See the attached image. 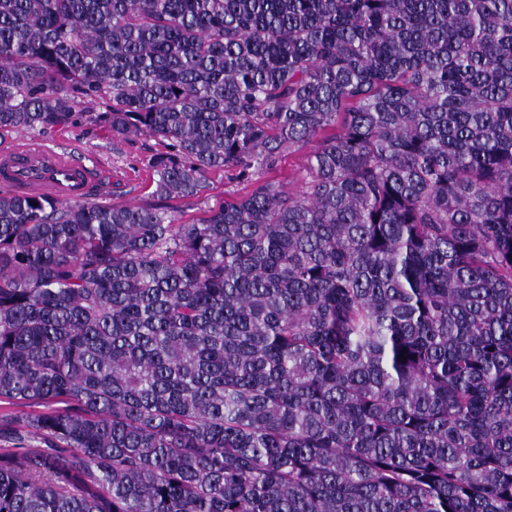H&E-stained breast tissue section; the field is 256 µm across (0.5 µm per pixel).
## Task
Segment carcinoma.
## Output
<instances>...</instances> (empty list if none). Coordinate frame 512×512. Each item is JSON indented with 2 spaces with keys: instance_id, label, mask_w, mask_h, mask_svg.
<instances>
[{
  "instance_id": "obj_1",
  "label": "carcinoma",
  "mask_w": 512,
  "mask_h": 512,
  "mask_svg": "<svg viewBox=\"0 0 512 512\" xmlns=\"http://www.w3.org/2000/svg\"><path fill=\"white\" fill-rule=\"evenodd\" d=\"M81 124L151 202L0 192V512H512V0H0ZM312 145L308 144L287 154L279 163L274 173L279 180H282L285 188L291 193H298L304 183L306 175L307 160L311 154ZM209 189L206 199L192 200L179 203L182 220H191L201 215L208 206L231 201L250 191L249 183L237 178L233 169L216 171L209 174Z\"/></svg>"
}]
</instances>
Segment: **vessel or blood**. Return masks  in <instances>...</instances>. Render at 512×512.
<instances>
[{
    "label": "vessel or blood",
    "mask_w": 512,
    "mask_h": 512,
    "mask_svg": "<svg viewBox=\"0 0 512 512\" xmlns=\"http://www.w3.org/2000/svg\"><path fill=\"white\" fill-rule=\"evenodd\" d=\"M0 186L62 201H84L109 192L112 173L102 165L86 164L71 152H58L23 138L0 151Z\"/></svg>",
    "instance_id": "vessel-or-blood-1"
}]
</instances>
